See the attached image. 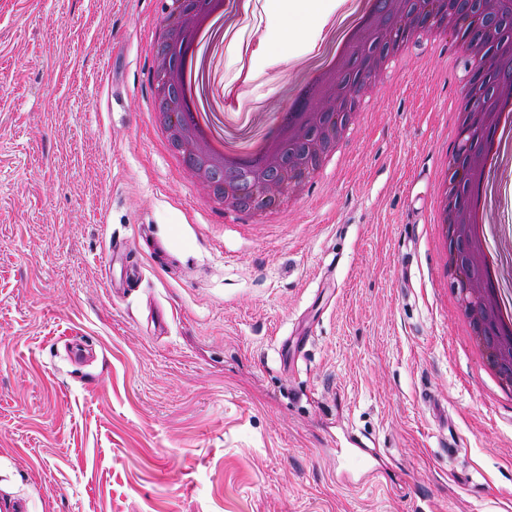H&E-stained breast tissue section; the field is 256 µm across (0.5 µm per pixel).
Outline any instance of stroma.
I'll return each instance as SVG.
<instances>
[{
    "label": "stroma",
    "mask_w": 512,
    "mask_h": 512,
    "mask_svg": "<svg viewBox=\"0 0 512 512\" xmlns=\"http://www.w3.org/2000/svg\"><path fill=\"white\" fill-rule=\"evenodd\" d=\"M264 2L222 51V83L249 87L224 99L231 127L286 90L313 101L286 57L318 15L256 59ZM170 4L0 0V505L512 512V389L468 348L434 223L463 122L454 33L411 39L306 187L240 218L152 110ZM490 222L512 269V177ZM130 240L132 289L109 256ZM353 436L382 484L337 485Z\"/></svg>",
    "instance_id": "1"
}]
</instances>
